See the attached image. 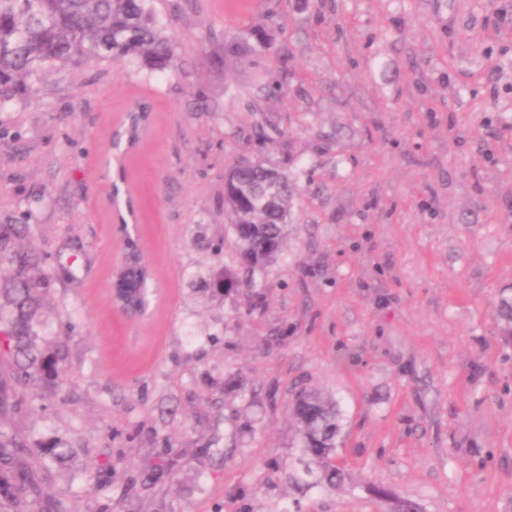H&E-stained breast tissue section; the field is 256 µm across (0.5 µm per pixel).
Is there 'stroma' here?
Segmentation results:
<instances>
[{
	"instance_id": "stroma-1",
	"label": "stroma",
	"mask_w": 512,
	"mask_h": 512,
	"mask_svg": "<svg viewBox=\"0 0 512 512\" xmlns=\"http://www.w3.org/2000/svg\"><path fill=\"white\" fill-rule=\"evenodd\" d=\"M164 75L99 61L30 73L0 109V224L40 257L37 342L61 390L0 417L78 454L42 485L69 512H289L301 446L289 405L343 410L351 480L304 512H512V0H150ZM262 30L264 46L224 41ZM151 112L127 160L156 271L143 319L113 310L122 254L109 142ZM264 129L266 138L255 136ZM253 157L299 192L275 259L236 270L224 168ZM253 43L249 41H232L227 44L219 46L213 53V60L216 64L223 63L225 55H244L252 52L258 46H263L265 43V35L262 31H254L251 34ZM368 491L371 495L378 497L381 501L388 504L387 512H423L422 505L414 500L398 497L388 490L369 486Z\"/></svg>"
}]
</instances>
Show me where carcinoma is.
<instances>
[{"instance_id": "1", "label": "carcinoma", "mask_w": 512, "mask_h": 512, "mask_svg": "<svg viewBox=\"0 0 512 512\" xmlns=\"http://www.w3.org/2000/svg\"><path fill=\"white\" fill-rule=\"evenodd\" d=\"M253 42L232 41L219 46L213 60L224 55H244L265 43L261 31L251 34ZM130 60L150 72L174 67L175 49L164 34L148 0H0V108L11 104L23 88V78L45 65H81L87 61ZM148 115L133 109L125 113L113 145L136 144ZM265 164L240 173L239 181L255 188L265 178ZM224 210L244 235L247 250L257 254L282 242V215L267 209L262 201L243 193L224 192ZM134 217L128 211V218ZM124 226V264L120 270L125 291L115 305L129 318L144 316L150 306V288L155 276L142 260L143 246L137 230ZM18 224H0V264L13 267L17 277L7 288L0 287L13 314L0 331V358L10 365L8 377H0V412L14 406L18 390L41 379L49 383L62 373L61 358L44 354L33 331L38 304L37 286L22 277L35 264L31 254L9 249L21 233ZM497 313L503 330L512 337V295L501 294ZM292 413L301 426L304 443L290 481L300 494L318 488L329 492L342 489L347 480L345 463L336 456L342 414L338 405L305 391L292 403ZM26 444L15 433L0 428V512H69L59 501L43 496L41 485L59 466L75 454L74 447L60 442L40 446L32 460L25 458ZM367 491L388 504L387 512H423L414 500L398 497L388 490L369 486Z\"/></svg>"}]
</instances>
